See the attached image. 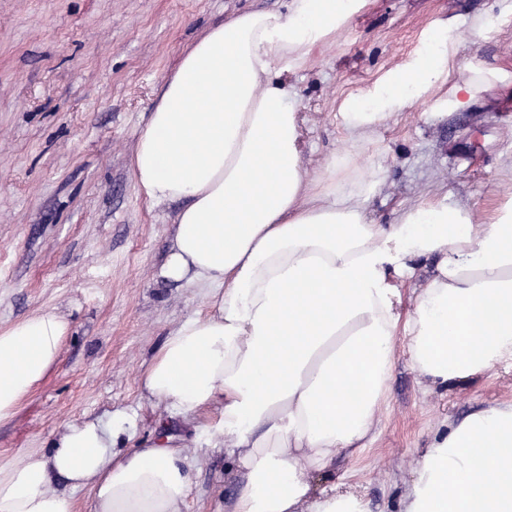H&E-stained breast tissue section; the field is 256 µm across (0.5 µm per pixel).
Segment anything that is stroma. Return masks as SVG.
<instances>
[{
	"mask_svg": "<svg viewBox=\"0 0 512 512\" xmlns=\"http://www.w3.org/2000/svg\"><path fill=\"white\" fill-rule=\"evenodd\" d=\"M289 3L0 0V329L46 309L72 324L59 363L0 423V464L45 447L68 423L124 411L137 417V441L163 422L192 442L184 512H231L243 478L223 449L140 395L141 371L204 299L159 279L180 205L140 196L132 157L163 81L207 28L253 9L284 14ZM434 43L455 45V79L472 67L512 76V0H367L303 66L278 70L301 113L311 175L344 146L343 99ZM449 88L438 82L369 146L385 175L368 203L378 223L437 190L480 216L512 199V98L493 89L451 112L441 104ZM394 348L373 437L336 461L337 486L369 512H401L419 451L444 422L512 403L510 366L426 394L405 337Z\"/></svg>",
	"mask_w": 512,
	"mask_h": 512,
	"instance_id": "1",
	"label": "stroma"
}]
</instances>
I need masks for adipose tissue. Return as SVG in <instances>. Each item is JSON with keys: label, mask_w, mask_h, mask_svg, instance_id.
<instances>
[{"label": "adipose tissue", "mask_w": 512, "mask_h": 512, "mask_svg": "<svg viewBox=\"0 0 512 512\" xmlns=\"http://www.w3.org/2000/svg\"><path fill=\"white\" fill-rule=\"evenodd\" d=\"M366 0H292L199 36L164 81L132 159L135 187L180 202L160 278L205 289V309L171 330L141 376L146 398L184 417L218 408L225 455L244 482L232 512H367L332 480L336 460L373 432L395 337L425 388L512 364V207L425 197L397 222L367 204L381 183L363 152L383 124L451 71L425 51L339 110L345 151L310 176L301 117L274 70L304 64ZM469 69L448 108L507 88ZM433 266L420 271L419 264ZM66 316L44 310L0 330V423L61 354ZM125 412L70 423L46 448L0 466V512H183L186 442L159 433L126 447ZM406 512H512V406L446 425L414 470Z\"/></svg>", "instance_id": "obj_1"}]
</instances>
